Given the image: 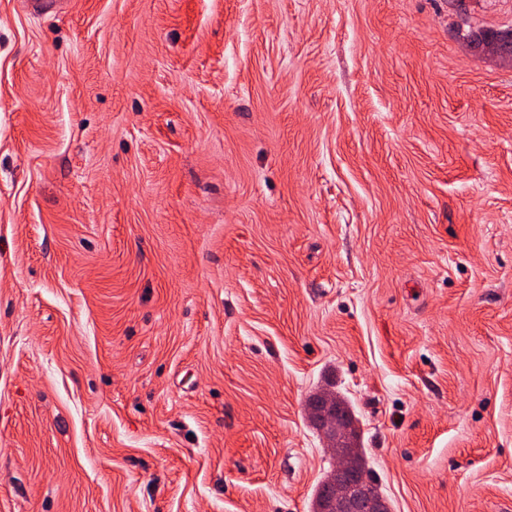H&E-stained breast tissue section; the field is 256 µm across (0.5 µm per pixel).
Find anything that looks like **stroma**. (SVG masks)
Instances as JSON below:
<instances>
[{
	"instance_id": "obj_1",
	"label": "stroma",
	"mask_w": 512,
	"mask_h": 512,
	"mask_svg": "<svg viewBox=\"0 0 512 512\" xmlns=\"http://www.w3.org/2000/svg\"><path fill=\"white\" fill-rule=\"evenodd\" d=\"M512 0H0V512H512ZM482 33L485 40V50L512 64V28L489 31H476ZM323 484L333 493L336 500L349 504L352 507H358L362 503H370L374 507H390L381 494L380 490L373 484L365 480L357 482H335L324 479Z\"/></svg>"
}]
</instances>
